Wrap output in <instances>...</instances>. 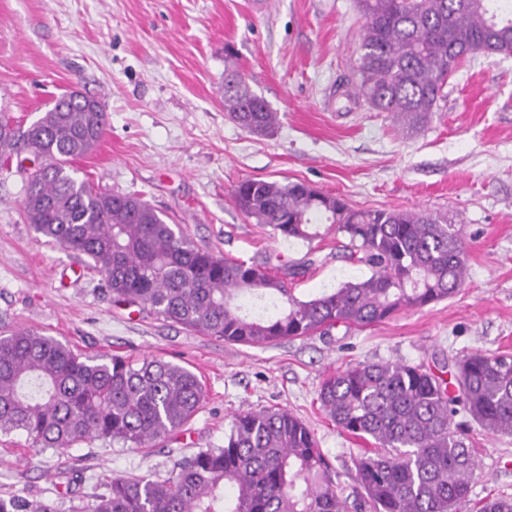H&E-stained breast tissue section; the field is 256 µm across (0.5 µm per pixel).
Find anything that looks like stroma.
<instances>
[{"instance_id": "35a3bbf8", "label": "stroma", "mask_w": 512, "mask_h": 512, "mask_svg": "<svg viewBox=\"0 0 512 512\" xmlns=\"http://www.w3.org/2000/svg\"><path fill=\"white\" fill-rule=\"evenodd\" d=\"M0 0V108L31 124L61 94L98 100L107 130L76 161L103 191L142 197L199 246L247 262L265 255L307 264L291 281L308 300L369 276L348 237L283 239L245 217L241 180L301 181L358 210H428L460 223L466 276L452 298L403 308L364 328L228 343L113 302L85 256L36 234L20 210L23 180L0 168V328H25L89 356L160 357L190 369L205 397L181 430L145 448L100 439L35 452L0 434V497L50 498L54 474L80 477L73 503L105 493L108 476L166 479L203 448H220L232 417L281 407L314 432L343 495H355L366 443L332 422L318 392L358 363L438 369L471 353L512 355V55L469 57L439 109L412 132L341 93L353 82L365 18L357 0ZM278 114L267 137L225 110L224 57ZM475 498L512 496V435L474 432Z\"/></svg>"}]
</instances>
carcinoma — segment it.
Here are the masks:
<instances>
[{
	"mask_svg": "<svg viewBox=\"0 0 512 512\" xmlns=\"http://www.w3.org/2000/svg\"><path fill=\"white\" fill-rule=\"evenodd\" d=\"M366 18L354 93L371 109L418 130L438 107L448 74L481 47L512 51L508 0H359ZM29 126L0 112V163L29 160L37 171L20 202L26 223L48 241L89 259L114 302L139 306L227 342L264 345L338 325L367 327L401 308L452 297L463 285L461 226L426 211L355 210L302 182L245 179L236 208L285 238L311 240L320 224L349 237L350 257L371 275L308 300L286 278L305 272L218 256L142 199L102 192L72 162L103 138V105L72 92ZM224 111L257 136L277 113L251 91L232 55L224 60ZM276 297V316L241 312L247 297ZM203 383L156 357L87 356L68 343L18 329L0 336V433L22 431L39 448L87 439L141 448L166 438L199 411ZM318 401L341 430L374 448L357 461L369 512H512V497L472 498L476 461L453 417L464 411L483 432L512 434V356L471 353L456 385L407 362L365 363L328 375ZM232 494H226V487ZM0 512H61V506L0 498ZM86 512H348L315 435L286 409L241 411L224 447L201 449L164 479L114 477Z\"/></svg>",
	"mask_w": 512,
	"mask_h": 512,
	"instance_id": "cac0c4a2",
	"label": "carcinoma"
}]
</instances>
